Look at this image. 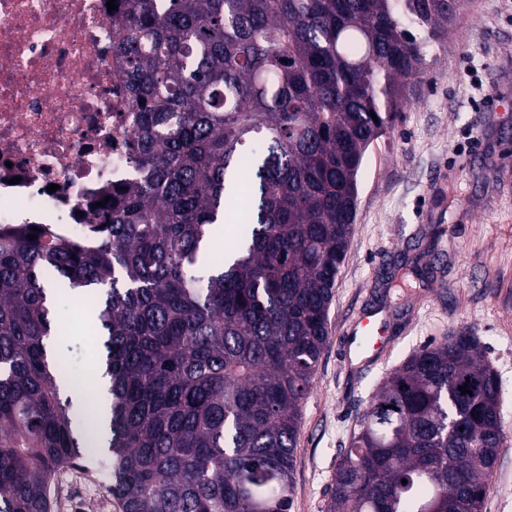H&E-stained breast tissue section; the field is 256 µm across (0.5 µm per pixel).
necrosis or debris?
I'll return each instance as SVG.
<instances>
[{"instance_id": "4bbe7bcc", "label": "necrosis or debris", "mask_w": 512, "mask_h": 512, "mask_svg": "<svg viewBox=\"0 0 512 512\" xmlns=\"http://www.w3.org/2000/svg\"><path fill=\"white\" fill-rule=\"evenodd\" d=\"M0 0V233L78 244L82 213L138 178L116 0Z\"/></svg>"}]
</instances>
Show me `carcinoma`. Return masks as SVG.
<instances>
[{
	"label": "carcinoma",
	"mask_w": 512,
	"mask_h": 512,
	"mask_svg": "<svg viewBox=\"0 0 512 512\" xmlns=\"http://www.w3.org/2000/svg\"><path fill=\"white\" fill-rule=\"evenodd\" d=\"M457 8L127 0L113 47L144 177L90 209L85 245L0 235V512H49L58 473L93 444L122 512H290L359 171ZM48 272L93 300L111 398L90 435L47 350ZM500 400L473 330L411 353L358 420L327 512H483Z\"/></svg>",
	"instance_id": "obj_1"
}]
</instances>
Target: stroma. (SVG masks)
Wrapping results in <instances>:
<instances>
[{
	"mask_svg": "<svg viewBox=\"0 0 512 512\" xmlns=\"http://www.w3.org/2000/svg\"><path fill=\"white\" fill-rule=\"evenodd\" d=\"M410 103L361 171L353 235L329 309L330 338L302 405L291 512H326L342 448L390 371L468 327L502 386L504 443L483 512H512V0H461L408 89ZM54 350L87 382L99 352L85 298L58 290ZM386 318L381 360L349 364L359 314ZM103 456L61 471L51 512H120Z\"/></svg>",
	"mask_w": 512,
	"mask_h": 512,
	"instance_id": "obj_1",
	"label": "stroma"
}]
</instances>
